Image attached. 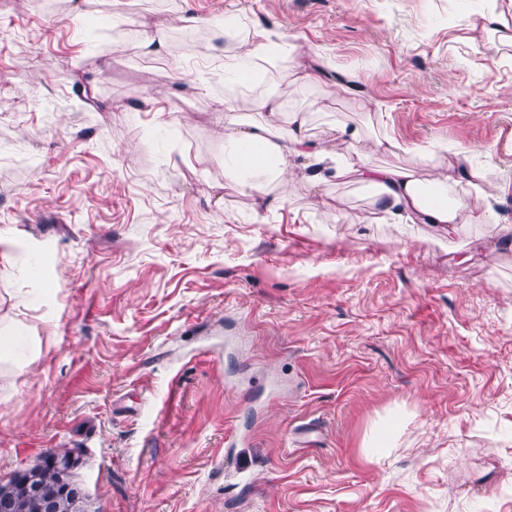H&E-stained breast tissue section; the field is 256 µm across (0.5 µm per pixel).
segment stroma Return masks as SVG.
<instances>
[{
  "mask_svg": "<svg viewBox=\"0 0 512 512\" xmlns=\"http://www.w3.org/2000/svg\"><path fill=\"white\" fill-rule=\"evenodd\" d=\"M491 7L512 25V0H0V328L39 341L0 386V484L72 449L89 512H512V48ZM185 15L204 51L175 49ZM224 20L295 45L298 74L234 90ZM272 90L319 146L423 188L491 170L480 220L394 222L302 158L287 185L226 186L216 106L262 121ZM403 422V415L395 413L389 416L384 424L374 433L367 454L373 461H380L387 456L393 447L396 435Z\"/></svg>",
  "mask_w": 512,
  "mask_h": 512,
  "instance_id": "obj_1",
  "label": "stroma"
}]
</instances>
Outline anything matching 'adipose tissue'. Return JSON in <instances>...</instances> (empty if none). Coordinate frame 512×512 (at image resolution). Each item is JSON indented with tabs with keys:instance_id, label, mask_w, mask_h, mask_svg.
Segmentation results:
<instances>
[{
	"instance_id": "1",
	"label": "adipose tissue",
	"mask_w": 512,
	"mask_h": 512,
	"mask_svg": "<svg viewBox=\"0 0 512 512\" xmlns=\"http://www.w3.org/2000/svg\"><path fill=\"white\" fill-rule=\"evenodd\" d=\"M240 41L243 51L224 55V77L232 83L243 80L258 66L275 65L289 52L286 43L274 39L270 31L260 26L243 30ZM254 107L267 112L268 122H237L225 141L224 178L241 189L260 193L268 181H286L289 157L304 156L314 163L313 179L355 175L378 187L377 203L380 212L385 214L403 213L414 223L451 227L462 223L465 214L471 211L462 198H449L448 186L454 181L451 174H441L435 183L439 200L428 202L410 170L377 168L357 152L339 157L312 144L305 135V116L288 111L276 94L260 97ZM274 122L286 131L277 143L271 140L270 125Z\"/></svg>"
}]
</instances>
